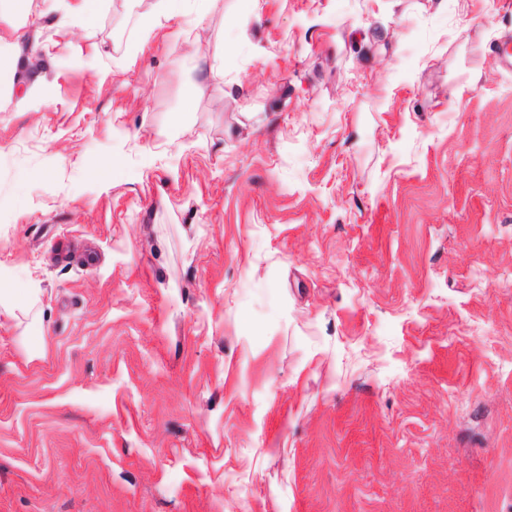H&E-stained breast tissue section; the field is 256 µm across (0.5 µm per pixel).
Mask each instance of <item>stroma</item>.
Segmentation results:
<instances>
[{
    "label": "stroma",
    "mask_w": 512,
    "mask_h": 512,
    "mask_svg": "<svg viewBox=\"0 0 512 512\" xmlns=\"http://www.w3.org/2000/svg\"><path fill=\"white\" fill-rule=\"evenodd\" d=\"M153 2L0 18V512H512V0ZM71 4H60L55 8L57 25L61 29L74 24L91 26L97 18L98 4L101 0H75ZM23 35L19 34L14 40H8L0 35V63L4 58H8L11 62L12 68H15L18 61L21 66L26 68L31 59V54H23L20 43L22 42ZM4 53H7L3 55Z\"/></svg>",
    "instance_id": "1"
}]
</instances>
